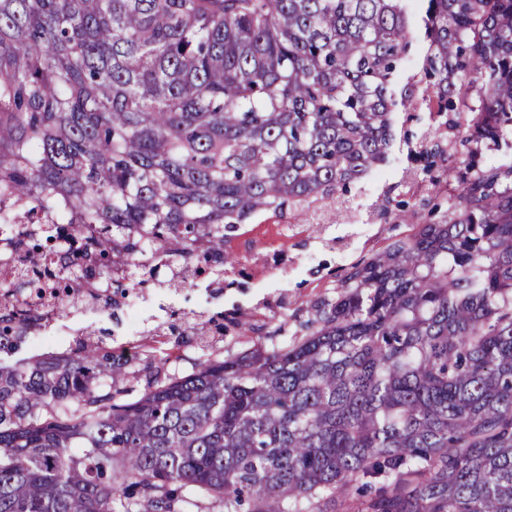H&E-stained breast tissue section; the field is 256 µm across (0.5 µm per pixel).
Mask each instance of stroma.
Segmentation results:
<instances>
[{"label": "stroma", "mask_w": 512, "mask_h": 512, "mask_svg": "<svg viewBox=\"0 0 512 512\" xmlns=\"http://www.w3.org/2000/svg\"><path fill=\"white\" fill-rule=\"evenodd\" d=\"M424 0H409L408 25L413 47L403 64L399 84L409 90L406 108L392 114L393 140L388 159L378 171L353 184L343 218L323 214L316 220L289 214L273 223L270 214L257 215L262 231L242 226L225 245L231 262L224 267V285L209 287L190 280L145 289L138 298L137 327L129 325L127 307L110 313L94 307L51 321L28 337L18 355H0L15 363L44 353L66 352L77 332L86 327L111 328L112 345L141 346L146 357L163 359L170 373L185 375L208 359H221L244 350L268 347L301 338L315 303L333 298L341 281L356 264L371 258L389 243L408 237L417 225L455 217L463 184L458 175L445 179L443 169L464 171L470 157L487 165L512 164V135L500 146L472 140L481 90L470 74L455 76L457 94L441 106L424 76ZM445 153L436 169L425 171L419 153L431 142ZM212 316L221 312L247 321V335L227 331L216 342L198 336L173 342L151 330L167 311Z\"/></svg>", "instance_id": "obj_1"}]
</instances>
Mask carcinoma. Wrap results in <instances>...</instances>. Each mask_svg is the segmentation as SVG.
<instances>
[{"instance_id": "obj_1", "label": "carcinoma", "mask_w": 512, "mask_h": 512, "mask_svg": "<svg viewBox=\"0 0 512 512\" xmlns=\"http://www.w3.org/2000/svg\"><path fill=\"white\" fill-rule=\"evenodd\" d=\"M405 2L0 0V213L26 262L0 352L44 323L14 296L106 280L116 307L157 256L203 274L259 213L336 211L387 159ZM425 2L439 100L464 69L476 136L512 133V0ZM460 205L352 267L298 342L184 376L99 333L0 365V512H512V166Z\"/></svg>"}]
</instances>
